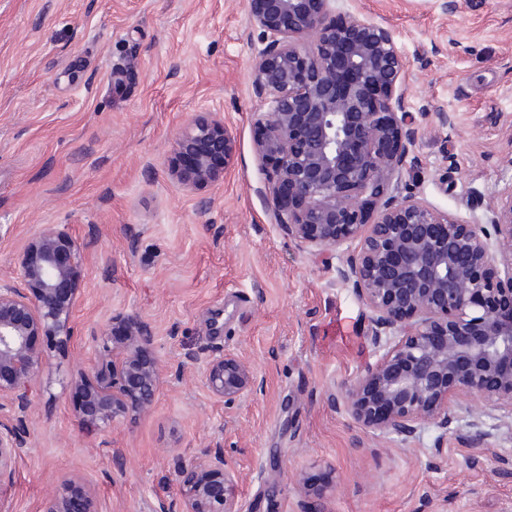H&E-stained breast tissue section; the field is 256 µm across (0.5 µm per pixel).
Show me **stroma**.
I'll list each match as a JSON object with an SVG mask.
<instances>
[{"instance_id": "1", "label": "stroma", "mask_w": 512, "mask_h": 512, "mask_svg": "<svg viewBox=\"0 0 512 512\" xmlns=\"http://www.w3.org/2000/svg\"><path fill=\"white\" fill-rule=\"evenodd\" d=\"M389 28L407 65L415 144L396 183L466 224H485L512 184V0H334ZM246 0H0V277L46 224L85 248L75 335L46 337L28 425L0 499L38 512L76 475L103 512H180L177 460L220 445L246 512H512V433L490 410L488 448L471 418L380 439L329 400L377 356L368 312L336 269L356 242L308 248L277 224L252 64L264 48ZM123 73V86L114 76ZM455 117L440 127L432 104ZM221 118L231 155L196 191L171 173L173 144L198 115ZM133 315L167 368L153 411L102 431L69 383ZM229 351L263 391L234 416L205 385ZM195 362H187L186 354ZM304 472L314 494L293 484Z\"/></svg>"}]
</instances>
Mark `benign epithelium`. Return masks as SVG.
Wrapping results in <instances>:
<instances>
[{"label": "benign epithelium", "mask_w": 512, "mask_h": 512, "mask_svg": "<svg viewBox=\"0 0 512 512\" xmlns=\"http://www.w3.org/2000/svg\"><path fill=\"white\" fill-rule=\"evenodd\" d=\"M332 0H248V16L265 47L253 61V87L268 101L257 119L256 150L272 186L276 221L307 247L359 241L336 269L369 312L378 359L345 386L353 420L381 437H411L425 425L448 434L462 407L491 404L512 416V185L491 207L489 233L408 195H392L393 179L414 142L404 127L407 68L392 32L354 15H331ZM224 122L197 117L178 137L172 172L192 189L218 175L227 159ZM375 210L374 223H365ZM84 248L70 231L48 224L14 255L0 280V480L26 445L33 388L46 352L74 336ZM121 340L106 327L94 378L72 381L81 418L106 430L153 409L165 373L148 354L151 328L117 316ZM205 384L236 408L264 380L231 353L207 363ZM182 512H244L237 472L220 447L177 462ZM39 512H99L91 487L60 479Z\"/></svg>", "instance_id": "7a95c632"}]
</instances>
